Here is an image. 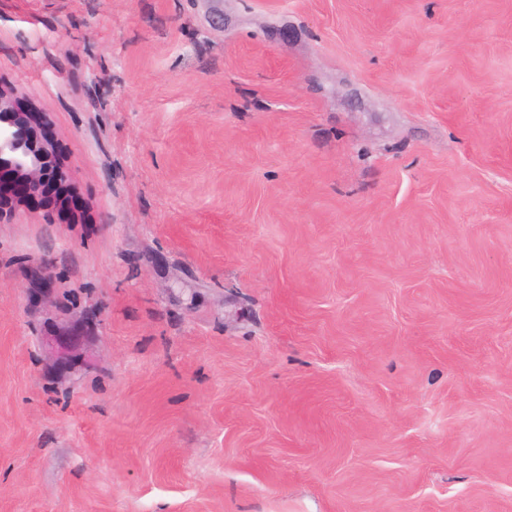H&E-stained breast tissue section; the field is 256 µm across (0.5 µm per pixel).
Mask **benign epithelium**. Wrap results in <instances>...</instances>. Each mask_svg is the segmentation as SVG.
I'll use <instances>...</instances> for the list:
<instances>
[{
	"label": "benign epithelium",
	"instance_id": "7a95c632",
	"mask_svg": "<svg viewBox=\"0 0 512 512\" xmlns=\"http://www.w3.org/2000/svg\"><path fill=\"white\" fill-rule=\"evenodd\" d=\"M29 116L16 111L15 93L0 89V223L25 207V196L37 193L43 183L65 185L69 181L53 145L30 129ZM51 340L66 362L81 334L69 330Z\"/></svg>",
	"mask_w": 512,
	"mask_h": 512
}]
</instances>
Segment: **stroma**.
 Masks as SVG:
<instances>
[{
    "instance_id": "35a3bbf8",
    "label": "stroma",
    "mask_w": 512,
    "mask_h": 512,
    "mask_svg": "<svg viewBox=\"0 0 512 512\" xmlns=\"http://www.w3.org/2000/svg\"><path fill=\"white\" fill-rule=\"evenodd\" d=\"M0 87V512H512V0H0ZM15 93L0 88V223L25 207V196L37 193L45 182L65 185L67 169L53 144L30 129L28 112H17ZM4 174L11 178L3 181Z\"/></svg>"
}]
</instances>
